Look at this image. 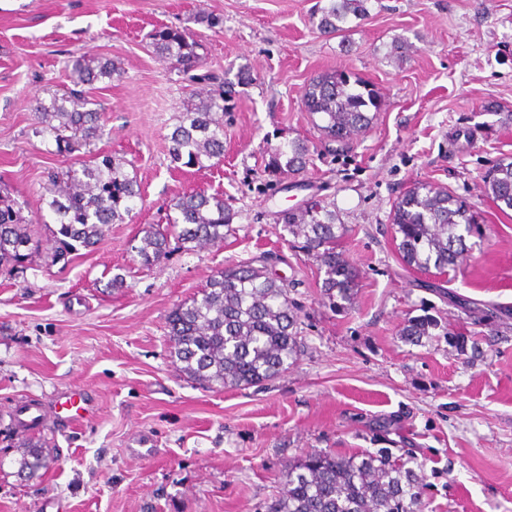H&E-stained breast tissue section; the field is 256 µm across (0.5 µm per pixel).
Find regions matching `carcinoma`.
Instances as JSON below:
<instances>
[{
  "label": "carcinoma",
  "mask_w": 512,
  "mask_h": 512,
  "mask_svg": "<svg viewBox=\"0 0 512 512\" xmlns=\"http://www.w3.org/2000/svg\"><path fill=\"white\" fill-rule=\"evenodd\" d=\"M316 27L328 34L345 30L349 15L366 14L363 0H327L317 9ZM160 61L183 75L202 63L199 45L177 27L163 26L150 35ZM120 75L109 59L82 56L73 60V87L36 100L33 133L49 136L55 152L70 157L102 134V112L92 107L85 87ZM214 88L195 94L179 124L170 134L169 154L184 167L206 169L224 157V109L232 89L213 74L198 77ZM305 111L319 122L315 127L326 142L349 143L367 130L383 106L371 83L345 70L313 79L302 96ZM310 148L301 140L281 145L265 166L268 174L297 173L307 163ZM125 161L110 155L96 157L65 171L48 173L42 201L57 228L51 230L55 262L69 263L81 249L94 247L112 224H122L133 211L141 192L136 176L124 170ZM487 195L512 210V158H502L484 175ZM235 213L218 194L202 192L174 198L166 223L144 231L136 248L141 265L158 263L169 252L170 239L192 251L220 245L232 231ZM464 201L447 188L416 183L393 205L390 216L402 260L420 271L448 274L468 247L466 233L478 223ZM45 222L41 214L31 221L6 188H0V270L24 272L41 240L33 224ZM280 223L312 255L324 272L323 295L350 301L356 271L336 251L339 238L336 211L313 199L306 206L283 212ZM297 308L288 285L262 267H229L213 276L204 288L178 305L168 317L173 362L188 378L219 387H249L275 378L288 368L298 348ZM52 459L42 446L29 444L19 460V471L34 475L48 469ZM422 483L404 463L371 455L336 456L323 452L307 455L283 475V490L271 512H417Z\"/></svg>",
  "instance_id": "1"
}]
</instances>
